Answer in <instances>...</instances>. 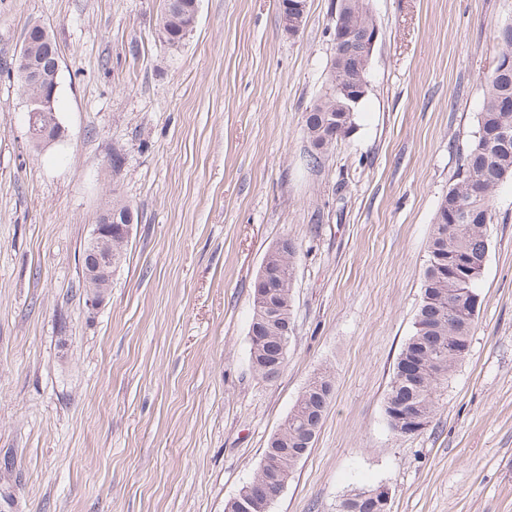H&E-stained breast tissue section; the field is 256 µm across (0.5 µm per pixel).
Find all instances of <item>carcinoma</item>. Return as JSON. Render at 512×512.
I'll return each mask as SVG.
<instances>
[{
	"mask_svg": "<svg viewBox=\"0 0 512 512\" xmlns=\"http://www.w3.org/2000/svg\"><path fill=\"white\" fill-rule=\"evenodd\" d=\"M195 11L196 0H164L159 27L165 43L174 46L185 38ZM338 23L342 27H375L367 0H349L347 19ZM355 48L345 65L331 61L327 91L305 114L304 130L311 146L308 158L313 165L321 163L324 153L319 148L331 145L336 131L354 130L359 105L349 106L347 99L336 94L334 85L338 80L350 86L366 84L371 58L365 55L363 44L357 43ZM507 180H512V66L503 70L498 62L487 81L479 129L463 157L460 178L448 188L435 212L413 333L397 358L384 400L387 424L398 436L413 435L429 425L438 409V389L448 383L469 352L480 305L477 285L490 246L488 226L494 221L490 200ZM287 242V255L270 257L268 283L253 286L252 316H257L260 296L278 305L279 326L250 339L251 366L260 377L269 361L288 359L299 247L291 238ZM332 383L329 371L314 373L268 443L267 454L273 448H288V452L271 457L285 486L301 461L298 449L307 438L317 436L331 400ZM349 496L358 512H389V503L381 502L373 489L355 488Z\"/></svg>",
	"mask_w": 512,
	"mask_h": 512,
	"instance_id": "obj_1",
	"label": "carcinoma"
}]
</instances>
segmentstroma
<instances>
[{"mask_svg":"<svg viewBox=\"0 0 512 512\" xmlns=\"http://www.w3.org/2000/svg\"><path fill=\"white\" fill-rule=\"evenodd\" d=\"M336 0L286 33L278 0H199L164 43L161 0H0V512H224L314 371L317 441L272 512H512V182L466 359L432 423L396 436L384 398L413 332L425 243L478 130L512 0H369L380 29L349 137L309 165ZM61 58L64 141L36 145L8 71L33 24ZM135 215L89 306L80 257L102 205ZM299 246L286 366L250 363L252 285ZM356 504L358 511L350 512H389V498L386 503L380 500L381 495L373 489L355 488L348 494Z\"/></svg>","mask_w":512,"mask_h":512,"instance_id":"1","label":"stroma"}]
</instances>
